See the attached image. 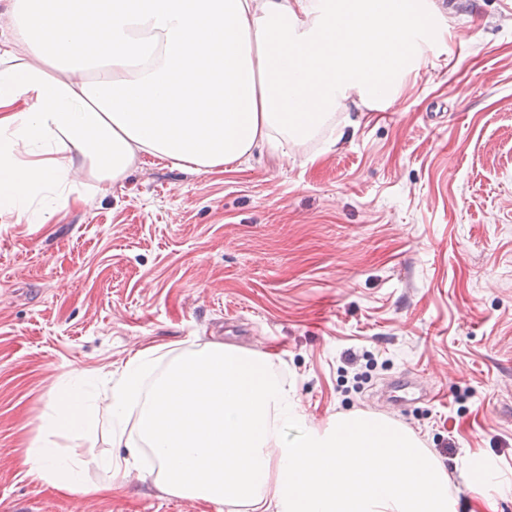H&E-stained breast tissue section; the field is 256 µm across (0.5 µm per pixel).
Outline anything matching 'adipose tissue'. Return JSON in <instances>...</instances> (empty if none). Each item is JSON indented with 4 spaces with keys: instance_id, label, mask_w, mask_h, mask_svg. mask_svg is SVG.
I'll return each instance as SVG.
<instances>
[{
    "instance_id": "obj_1",
    "label": "adipose tissue",
    "mask_w": 512,
    "mask_h": 512,
    "mask_svg": "<svg viewBox=\"0 0 512 512\" xmlns=\"http://www.w3.org/2000/svg\"><path fill=\"white\" fill-rule=\"evenodd\" d=\"M0 42V216L49 223L146 155L221 172L285 159L335 113L395 102L448 33L437 0H10ZM27 447L58 491L155 459L165 494L230 512H456L446 468L405 425L360 411L287 443L305 413L267 353L212 342L136 351L100 400L56 387ZM107 430L124 454L60 453Z\"/></svg>"
}]
</instances>
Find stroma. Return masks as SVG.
<instances>
[{
    "instance_id": "obj_1",
    "label": "stroma",
    "mask_w": 512,
    "mask_h": 512,
    "mask_svg": "<svg viewBox=\"0 0 512 512\" xmlns=\"http://www.w3.org/2000/svg\"><path fill=\"white\" fill-rule=\"evenodd\" d=\"M420 79L295 156L185 174L147 156L47 224L0 220V512H218L147 473L63 496L28 475L29 440L68 377L100 385L140 349H259L307 420L398 403L450 477L456 512H512V0H442ZM359 353L355 372L338 370ZM488 462L487 495L463 475ZM393 389L395 393H401V395L390 396L394 402L432 398L431 391L414 380H403L401 383L394 385Z\"/></svg>"
}]
</instances>
